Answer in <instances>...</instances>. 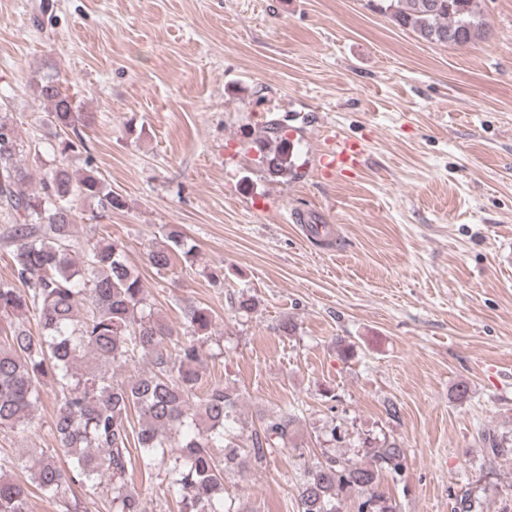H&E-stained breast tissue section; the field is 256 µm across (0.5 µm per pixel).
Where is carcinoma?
<instances>
[{"label":"carcinoma","instance_id":"1","mask_svg":"<svg viewBox=\"0 0 512 512\" xmlns=\"http://www.w3.org/2000/svg\"><path fill=\"white\" fill-rule=\"evenodd\" d=\"M375 9L421 39L466 46L481 38L486 22L482 0H371ZM48 104L49 122L60 130L47 147L52 168L29 191L28 171L17 164L24 145L11 116L0 112V208L16 214L5 228L14 280L0 282V430L23 432L41 400L43 380L60 388L53 433L69 456L63 467L45 448L34 462L0 459V512H30L29 486L62 503L65 512H89L107 479L112 512H146L141 494L128 483L133 459L145 472L163 465L168 490L180 496L182 512H255L224 496L226 477L248 465L262 466L275 448L293 447L296 414L275 409L263 414L242 439L239 395L217 384L196 395L199 366L211 337L206 307L184 311L187 335L155 316L140 275L129 265L122 244L90 238L78 248L72 239L74 202L97 200L101 212L123 207L105 190L92 166L70 171L66 159L86 148L78 126L83 113L51 75L32 80ZM262 163L273 179L294 176L289 139L276 121L262 137ZM166 242L147 252L157 273L168 271L175 254L195 257V246L170 228ZM38 324L27 326V313ZM142 355L150 369L119 378L116 371ZM138 413V425L131 423ZM214 448L224 449L219 458ZM370 463L329 451L300 475L298 512H340L339 502L359 494L357 512H397L379 491L381 477L403 476L406 453L396 441L363 449ZM23 467L30 482L8 473Z\"/></svg>","mask_w":512,"mask_h":512}]
</instances>
